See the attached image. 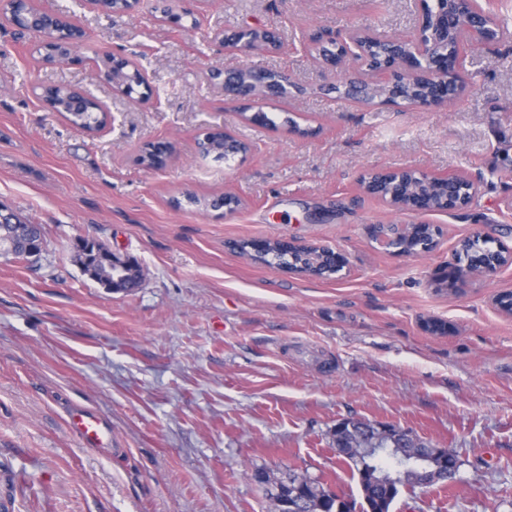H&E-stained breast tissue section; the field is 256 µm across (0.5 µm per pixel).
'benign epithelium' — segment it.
<instances>
[{
	"label": "benign epithelium",
	"mask_w": 512,
	"mask_h": 512,
	"mask_svg": "<svg viewBox=\"0 0 512 512\" xmlns=\"http://www.w3.org/2000/svg\"><path fill=\"white\" fill-rule=\"evenodd\" d=\"M415 5L419 9V22L410 36L385 37L368 29H352L343 33L323 29L309 36L310 43L319 49V55L328 68L340 72L354 65L381 80V83L374 85L367 82L346 84L347 99L371 104L378 98L382 104H396L405 100L404 89L413 88L421 91V96L412 101L413 105L422 109L447 105L450 97L459 96L466 90L464 49L460 47L457 52L449 53L448 35L453 34L465 43L486 49L512 41V32L502 27L492 11L481 5L480 0H435L432 12L427 9V0H415ZM34 22L37 26L34 30L36 34L41 33V28L47 25H71L65 17L43 11L35 15ZM216 39L225 51L234 54H262L283 48L281 34L265 28L225 30L217 33ZM117 63L122 64V70L129 72L130 78L139 84L140 92L136 101H149L153 88L146 70L123 57H112V64ZM270 75L272 70L266 68L237 67L215 70L210 78L221 80L224 93L235 98L251 101L259 97L288 94L287 81L281 78L280 85L273 86L267 80ZM74 93V103H96L105 115L104 126L112 124V111L104 100L81 88L75 89ZM412 174L417 177L415 184L402 193L392 191L386 194L379 190L385 184L402 186L405 176ZM460 186L466 188L469 198L445 207L447 211L467 208L477 194L479 180L456 174H429L409 168L370 172L369 179L363 183L364 193L382 199L397 211H406L420 217V220L412 224H374L371 227L372 240L401 255L420 256L432 252L437 247L438 228H432V237L426 241L414 237L415 230L427 224L423 217L439 211V208L428 204L426 195L442 187L452 197ZM242 242L246 243L249 253L256 257L264 251L267 239L251 238ZM242 242L230 241L227 247L236 251ZM96 246L94 240L76 241L77 250L87 252L92 249L98 259L119 270L136 263L131 257L98 250ZM288 250L302 254L296 265L286 268L292 274L331 278L348 269L346 253L337 247L290 240ZM511 266L512 247L499 242L491 258L483 261L472 277H491ZM491 302L500 314L512 317L511 290L495 294ZM418 441L419 436L409 429L380 423L367 424L365 436L359 439L363 446L361 454L371 459ZM357 443L353 442L351 446L355 447ZM459 465L460 462L452 457L450 450L433 445L422 457L401 458L400 473H411L410 481L401 485L388 483L385 488L392 492L399 486L407 489L412 484L422 488L431 487L447 481Z\"/></svg>",
	"instance_id": "benign-epithelium-1"
}]
</instances>
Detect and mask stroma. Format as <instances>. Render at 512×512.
Instances as JSON below:
<instances>
[{
	"label": "stroma",
	"mask_w": 512,
	"mask_h": 512,
	"mask_svg": "<svg viewBox=\"0 0 512 512\" xmlns=\"http://www.w3.org/2000/svg\"><path fill=\"white\" fill-rule=\"evenodd\" d=\"M86 31L79 65H44L40 39L0 21V205L41 225L37 260L0 255V512H269L255 470L291 471L358 495L331 449L338 420L390 423L456 450L454 484L404 493L393 512H512V317L490 305L512 290V267L448 289L459 239L512 246V44L472 50L469 87L454 103L355 104L343 80L306 48L320 29L407 35L411 0H140L130 15L84 0H34ZM182 11L180 24L164 17ZM275 28L282 52L225 53L218 29ZM152 76L136 103L104 79L102 50ZM261 66L289 97L249 121L210 72ZM68 84L106 100L114 120L90 134L36 95ZM247 146L201 155L214 128ZM172 142L167 166L138 157ZM412 168L479 179L471 205L428 215L439 245L398 256L372 224L415 215L364 194L374 169ZM239 196L231 214L186 195ZM181 199L174 207L173 199ZM294 238L349 258L345 275H288L230 251L228 241ZM136 259L143 281L112 292L83 273L76 240ZM448 324L444 335L424 320ZM112 426L110 449L81 446L70 409Z\"/></svg>",
	"instance_id": "1"
}]
</instances>
